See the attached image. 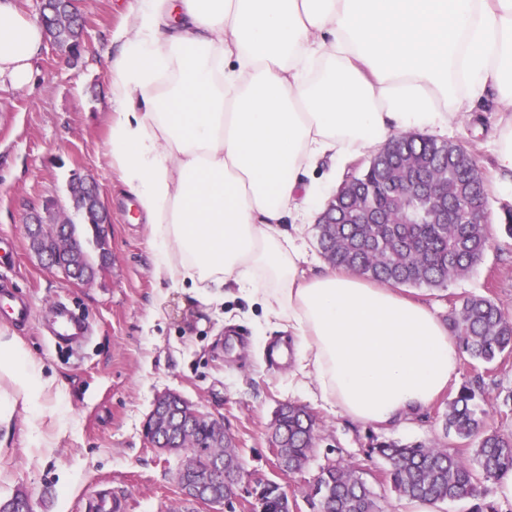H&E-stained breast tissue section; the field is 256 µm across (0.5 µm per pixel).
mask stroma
<instances>
[{
    "label": "stroma",
    "mask_w": 512,
    "mask_h": 512,
    "mask_svg": "<svg viewBox=\"0 0 512 512\" xmlns=\"http://www.w3.org/2000/svg\"><path fill=\"white\" fill-rule=\"evenodd\" d=\"M134 0H78L85 23L79 58L45 42L34 62V90L0 84V279L12 284L32 307V320L15 326L0 311V329L20 336L48 370L69 388V426L53 455L35 458L26 446L36 427L16 417L8 446L0 452V501L24 487L33 512H91L101 494L124 496L128 512H187L174 479L177 460L151 448L143 425L157 395L174 391L193 408L224 422L242 448L248 483L273 480L300 492L319 467L340 457L365 459L370 437L395 441H446L440 416L452 391L421 414L389 427L354 424L328 413L307 390L288 385V364L261 354L280 342L283 331L265 326L259 310L240 298L198 300L183 288L158 282L154 243L147 225L133 222L132 197L123 193L107 161V118L111 109L104 51ZM495 94L473 112L457 116L449 140L474 155L487 182L490 243L483 261L447 287L404 286L403 296L424 303L440 318L468 295H484L512 311V188L495 171L491 139L499 119ZM97 183L112 222L104 247L81 226L87 252L109 263L93 282L65 280L30 251L24 219L45 199L70 207L75 177ZM63 303L81 314L90 336L81 346L55 344L48 333L50 307ZM485 375L488 422L512 432V362L487 372L462 359L458 384ZM307 406L322 422L317 451L308 469L286 477L268 452L270 423L279 404ZM449 442V441H446ZM452 451L472 457V446L449 442Z\"/></svg>",
    "instance_id": "obj_1"
}]
</instances>
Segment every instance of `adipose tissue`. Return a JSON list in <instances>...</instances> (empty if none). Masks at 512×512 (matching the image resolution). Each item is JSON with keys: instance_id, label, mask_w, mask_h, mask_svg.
<instances>
[{"instance_id": "adipose-tissue-1", "label": "adipose tissue", "mask_w": 512, "mask_h": 512, "mask_svg": "<svg viewBox=\"0 0 512 512\" xmlns=\"http://www.w3.org/2000/svg\"><path fill=\"white\" fill-rule=\"evenodd\" d=\"M108 164L136 201L155 272L213 300L234 288L291 335L290 385L352 422L389 426L459 374L448 326L422 303L315 264L300 227L321 198L302 175L452 117L512 102V0H136L110 37ZM38 22L0 0V82L33 87ZM68 388L0 330V433L18 413L58 448Z\"/></svg>"}]
</instances>
